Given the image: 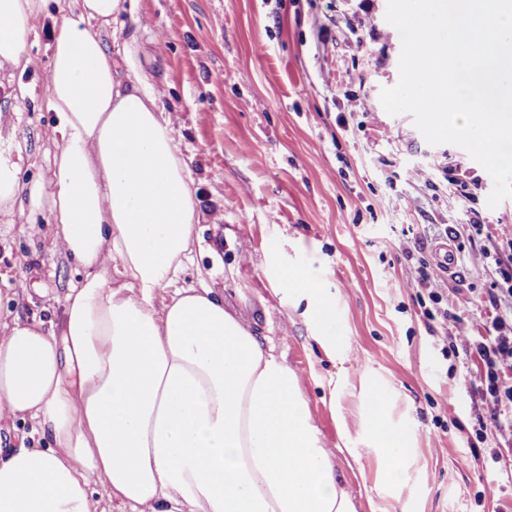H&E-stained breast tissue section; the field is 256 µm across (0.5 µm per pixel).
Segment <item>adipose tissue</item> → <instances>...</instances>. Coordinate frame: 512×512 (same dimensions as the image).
<instances>
[{
  "label": "adipose tissue",
  "instance_id": "adipose-tissue-1",
  "mask_svg": "<svg viewBox=\"0 0 512 512\" xmlns=\"http://www.w3.org/2000/svg\"><path fill=\"white\" fill-rule=\"evenodd\" d=\"M48 3L0 0V64L20 65ZM136 11L137 0H71L47 70L51 180L22 185L0 168V204L49 215L55 246L84 272L56 323L0 328V418L31 420L40 438L0 447V512H92L96 479L125 512H356L298 372L213 289L179 283L200 221L189 165L151 85L103 36ZM287 280L316 342L345 358L334 296ZM363 400L360 426L396 480L410 439L375 381Z\"/></svg>",
  "mask_w": 512,
  "mask_h": 512
}]
</instances>
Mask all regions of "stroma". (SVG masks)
Instances as JSON below:
<instances>
[{"instance_id": "1", "label": "stroma", "mask_w": 512, "mask_h": 512, "mask_svg": "<svg viewBox=\"0 0 512 512\" xmlns=\"http://www.w3.org/2000/svg\"><path fill=\"white\" fill-rule=\"evenodd\" d=\"M387 0H138L117 32L169 113L189 158L202 214L182 282H205L300 375L321 438L356 512H512V421L488 423L483 363L466 338L428 332L408 282L405 243L444 228L459 272L444 278L449 311L482 328L493 273L479 251L512 228V199L489 208V174L461 148L429 145L407 114L383 109L399 79L401 41ZM57 12L26 42V69L1 71L40 94ZM50 113L0 86V159L26 141L20 182L49 181ZM471 200L461 201L457 182ZM483 234L462 230L471 211ZM336 295L332 362L312 339L305 302L278 293L289 270ZM83 271L54 248L47 224L0 209V323L51 318ZM377 381L412 448L400 481L359 426L361 383ZM345 415L348 437L337 417Z\"/></svg>"}]
</instances>
